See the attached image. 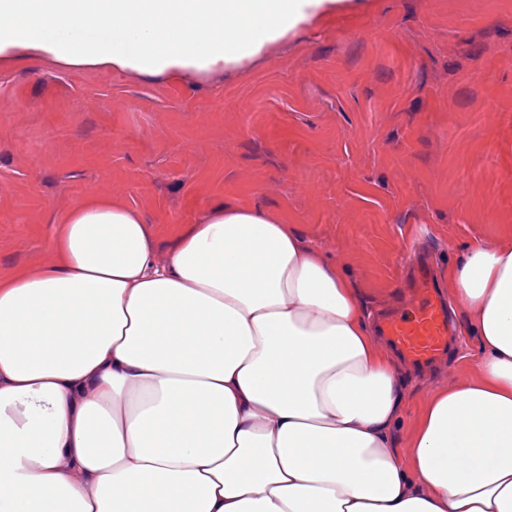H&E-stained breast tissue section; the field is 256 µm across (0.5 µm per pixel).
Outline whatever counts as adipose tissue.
I'll return each mask as SVG.
<instances>
[{
	"label": "adipose tissue",
	"instance_id": "1",
	"mask_svg": "<svg viewBox=\"0 0 512 512\" xmlns=\"http://www.w3.org/2000/svg\"><path fill=\"white\" fill-rule=\"evenodd\" d=\"M337 0H0V60L230 71ZM473 375L407 453L399 361L326 254L220 205L159 243L106 198L0 279V512H512V239L448 268Z\"/></svg>",
	"mask_w": 512,
	"mask_h": 512
}]
</instances>
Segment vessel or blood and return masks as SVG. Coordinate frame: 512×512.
Returning <instances> with one entry per match:
<instances>
[{"mask_svg":"<svg viewBox=\"0 0 512 512\" xmlns=\"http://www.w3.org/2000/svg\"><path fill=\"white\" fill-rule=\"evenodd\" d=\"M379 330L390 345L418 365H428L445 354L452 330L426 270L417 271L408 297L397 311L381 317Z\"/></svg>","mask_w":512,"mask_h":512,"instance_id":"obj_1","label":"vessel or blood"}]
</instances>
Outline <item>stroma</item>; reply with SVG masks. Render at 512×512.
<instances>
[{
	"label": "stroma",
	"instance_id": "obj_1",
	"mask_svg": "<svg viewBox=\"0 0 512 512\" xmlns=\"http://www.w3.org/2000/svg\"><path fill=\"white\" fill-rule=\"evenodd\" d=\"M101 195L162 233L258 207L329 254L368 322L417 249L512 237V0H338L268 57L210 76L0 64V277L40 266L69 209ZM455 331L411 375L395 430L473 371Z\"/></svg>",
	"mask_w": 512,
	"mask_h": 512
}]
</instances>
